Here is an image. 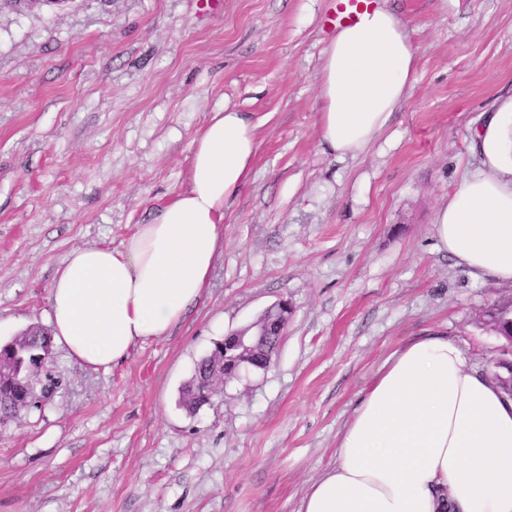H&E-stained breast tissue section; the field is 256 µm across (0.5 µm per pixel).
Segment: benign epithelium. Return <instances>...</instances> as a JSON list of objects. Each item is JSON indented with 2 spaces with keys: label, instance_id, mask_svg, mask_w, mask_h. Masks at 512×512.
I'll return each instance as SVG.
<instances>
[{
  "label": "benign epithelium",
  "instance_id": "7a95c632",
  "mask_svg": "<svg viewBox=\"0 0 512 512\" xmlns=\"http://www.w3.org/2000/svg\"><path fill=\"white\" fill-rule=\"evenodd\" d=\"M290 306L284 301L268 310L258 321L247 328L231 332L224 340L215 343L210 353L214 364L207 374L208 395L222 392L224 382L237 375L241 365L261 360L263 368L271 363L272 353L288 325ZM45 367L44 357L33 356L26 365L0 364V388L24 383H39L38 375Z\"/></svg>",
  "mask_w": 512,
  "mask_h": 512
}]
</instances>
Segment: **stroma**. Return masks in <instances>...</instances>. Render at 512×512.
<instances>
[{"label":"stroma","instance_id":"1","mask_svg":"<svg viewBox=\"0 0 512 512\" xmlns=\"http://www.w3.org/2000/svg\"><path fill=\"white\" fill-rule=\"evenodd\" d=\"M418 48L408 98L368 150L320 142L328 0H68L0 14V341L47 327L73 249L119 246L183 188L230 105L261 122L202 298L169 336L93 369L54 349V390L0 423V512H298L396 349L439 332L491 371L479 320L512 287L436 247L473 172L468 135L512 95V0H379ZM291 308L269 368L196 413L180 392L228 333Z\"/></svg>","mask_w":512,"mask_h":512}]
</instances>
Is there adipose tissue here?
Returning a JSON list of instances; mask_svg holds the SVG:
<instances>
[{
	"mask_svg": "<svg viewBox=\"0 0 512 512\" xmlns=\"http://www.w3.org/2000/svg\"><path fill=\"white\" fill-rule=\"evenodd\" d=\"M417 49L406 22L375 7L330 36L317 73L323 145L357 156L407 99ZM259 122L227 106L193 141L185 186L119 246L70 251L49 296L54 345L110 369L168 336L203 295L224 250L232 200L251 179ZM481 171L436 212L438 247L471 274L512 284V96L475 129ZM299 512H512V397L430 334L394 352L358 400L336 463Z\"/></svg>",
	"mask_w": 512,
	"mask_h": 512,
	"instance_id": "obj_1",
	"label": "adipose tissue"
}]
</instances>
